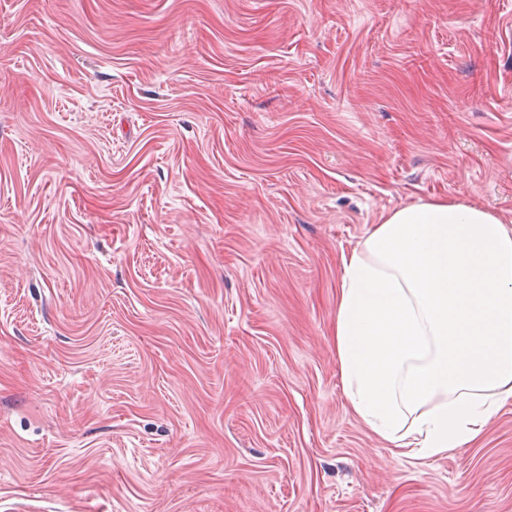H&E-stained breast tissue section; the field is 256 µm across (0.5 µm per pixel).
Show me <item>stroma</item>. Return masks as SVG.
<instances>
[{"label":"stroma","mask_w":512,"mask_h":512,"mask_svg":"<svg viewBox=\"0 0 512 512\" xmlns=\"http://www.w3.org/2000/svg\"><path fill=\"white\" fill-rule=\"evenodd\" d=\"M512 218V0H0V512H512V406L352 411L341 256Z\"/></svg>","instance_id":"obj_1"}]
</instances>
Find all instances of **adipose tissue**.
I'll return each mask as SVG.
<instances>
[{
  "mask_svg": "<svg viewBox=\"0 0 512 512\" xmlns=\"http://www.w3.org/2000/svg\"><path fill=\"white\" fill-rule=\"evenodd\" d=\"M341 263L336 357L356 416L419 459L478 440L512 400V222L410 204Z\"/></svg>",
  "mask_w": 512,
  "mask_h": 512,
  "instance_id": "adipose-tissue-1",
  "label": "adipose tissue"
}]
</instances>
